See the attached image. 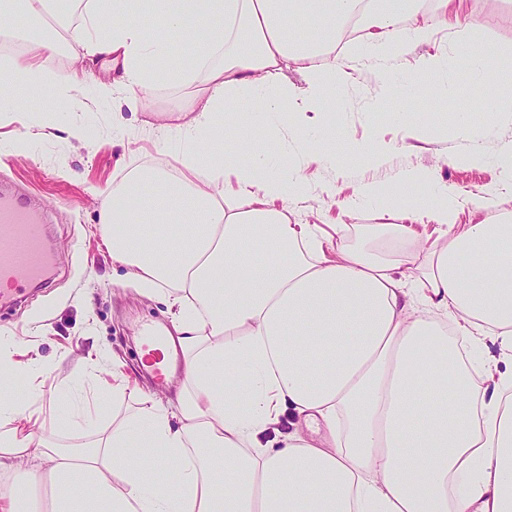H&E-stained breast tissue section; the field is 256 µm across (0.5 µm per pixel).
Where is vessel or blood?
Instances as JSON below:
<instances>
[{"label": "vessel or blood", "mask_w": 512, "mask_h": 512, "mask_svg": "<svg viewBox=\"0 0 512 512\" xmlns=\"http://www.w3.org/2000/svg\"><path fill=\"white\" fill-rule=\"evenodd\" d=\"M50 266L38 214L0 194V304L12 301L22 286L42 280Z\"/></svg>", "instance_id": "obj_1"}]
</instances>
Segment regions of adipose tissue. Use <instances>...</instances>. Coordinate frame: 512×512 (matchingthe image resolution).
Segmentation results:
<instances>
[{"label": "adipose tissue", "instance_id": "ef3b65f1", "mask_svg": "<svg viewBox=\"0 0 512 512\" xmlns=\"http://www.w3.org/2000/svg\"><path fill=\"white\" fill-rule=\"evenodd\" d=\"M451 2L70 0L77 47L121 67L128 109L158 85L180 91L176 165L121 173L99 194V231L128 283L166 307L183 380L163 402L113 373L97 414L132 395L139 408L91 448L33 441L25 400L1 397L0 512H512V369L499 368L512 359V212L449 223L447 188L421 169L364 189L391 223L335 237L288 216L308 177L280 125L303 141L350 82L330 59L341 32L358 24L381 82L389 59L430 42L426 15L447 25ZM156 24L189 46L176 67L161 64L171 46ZM488 56L467 34L419 66L441 98L458 60L481 79ZM80 88L77 73L7 61L0 113L22 90L56 110ZM421 184L444 200L433 236L404 206ZM319 422L326 437H307Z\"/></svg>", "mask_w": 512, "mask_h": 512}]
</instances>
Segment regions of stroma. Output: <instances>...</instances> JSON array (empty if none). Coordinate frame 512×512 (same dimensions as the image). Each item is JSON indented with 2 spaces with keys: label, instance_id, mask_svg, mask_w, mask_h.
I'll use <instances>...</instances> for the list:
<instances>
[{
  "label": "stroma",
  "instance_id": "stroma-1",
  "mask_svg": "<svg viewBox=\"0 0 512 512\" xmlns=\"http://www.w3.org/2000/svg\"><path fill=\"white\" fill-rule=\"evenodd\" d=\"M461 21L492 49L488 75L480 82L465 81L459 72H452L444 99L430 95V79L416 69L415 59L427 52L453 50V31H437L429 45L394 62L385 87L375 80L360 42L338 51V58L357 72L352 84L337 91L329 125L361 142L382 139L389 150L376 163L350 153L344 141L335 138L329 142L333 158L325 164H308L304 154L295 153L294 160L305 167L310 183L300 198L288 204L292 223L322 227L388 223L385 206L359 198L361 186L384 184L403 172L427 168L434 169L447 187L455 223L478 218L493 224L512 210V174L493 164L467 169L454 163L455 156L473 147L493 156L512 145V114L491 109L493 103L512 95V79L503 75L512 68V0H464ZM106 67L103 61L89 64L79 105L54 113L50 125L41 123L44 100L29 93L21 95L11 118L0 121V182L20 195L37 196L45 206L55 257L43 288L14 308L0 309V355L24 353L34 358L39 392L20 391L29 411L40 417L33 436L64 447L92 445L111 431L113 417L85 414L97 384L111 380L116 367L126 374L140 370L144 359L135 331L166 319L164 305L124 284L121 269L103 247L97 233V193L111 187L122 169L168 161L163 128L176 123L170 108L177 92L165 84L156 87L150 104L163 117L149 121L147 113L128 110L122 87L101 93V83L109 79ZM381 97L388 111L375 107ZM461 102L473 108V119L483 129L478 140L463 136L456 127L454 115ZM116 112L126 122L121 137L112 133ZM398 112L431 117L428 133L419 139L406 137L404 125L394 119ZM75 125L84 130L83 138L71 136ZM21 135L28 138L29 151L17 155L11 143ZM324 184L335 185V198L321 193ZM62 396L84 411L77 426L65 434L57 432L51 418V406Z\"/></svg>",
  "mask_w": 512,
  "mask_h": 512
}]
</instances>
